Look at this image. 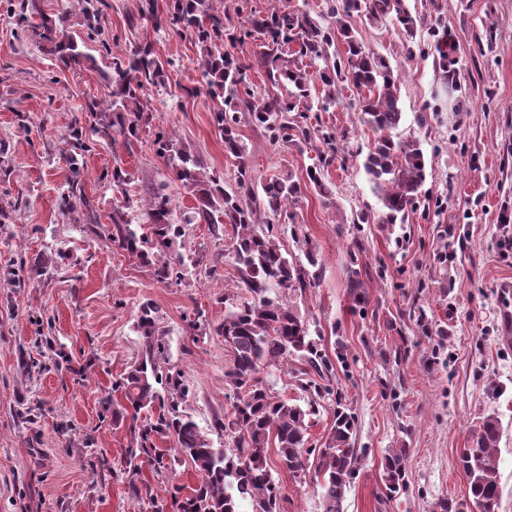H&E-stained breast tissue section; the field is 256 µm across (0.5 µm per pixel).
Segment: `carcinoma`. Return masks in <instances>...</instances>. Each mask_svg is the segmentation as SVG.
Instances as JSON below:
<instances>
[{
  "mask_svg": "<svg viewBox=\"0 0 512 512\" xmlns=\"http://www.w3.org/2000/svg\"><path fill=\"white\" fill-rule=\"evenodd\" d=\"M279 6L250 15L249 27L233 29L224 23V15L209 5V0H169L167 14L155 11L154 0H144L140 17L158 27L167 24L188 32L201 50L198 59L199 80L184 88L189 97L204 95L213 103V122L224 139V152L236 161L235 187H224V177L206 175L203 160L183 144L170 130L155 132L156 152L175 178L191 191L196 205L184 214L182 223L173 222V206L167 184H157L145 204L147 231L138 232L128 210L134 205L126 194L128 173L120 166L111 172L112 189L124 202L112 211V223L89 224L88 230L100 234L129 256L152 264L159 281H178L183 275L182 259L174 253L184 224H206L220 239L231 226L229 252L238 272L236 288L240 296L224 295V322L214 333L224 340L229 365L225 372L230 387V407L224 417L215 418L213 428L227 437V446L213 447L193 417L180 409L189 387L178 371L165 368V340L157 328L156 308L150 301L140 307L137 329L142 337L140 360L112 383V392L126 402L114 413L120 419L133 410H156L153 420L139 430L140 447L129 450L127 466L137 474L146 463L156 471L168 465L172 456L191 461L202 480L186 496L175 491L171 505L177 512H281V491L273 477L274 468L292 475L306 472L310 456H316V473L321 476L322 512H343V501L362 459L356 448L355 416L341 403L333 386L332 365L322 356L309 326L288 303V297L316 285L320 274L317 251L303 241L305 261L288 257L281 243L283 222L294 219L288 206L301 197L302 189L313 188L328 198L324 171L330 166L344 167L346 158L337 154L336 130L313 124L309 112L336 104L338 86L354 93L357 120L373 134L363 161V169L372 190L384 209L377 217L368 211L356 214L354 223L383 224L404 222L420 199L426 181V157L420 141L396 140L392 130L402 120L398 94L399 73L384 55L371 50L358 38L349 23L355 15L371 23L386 21L398 26L403 37L412 42L421 24L411 13L407 0H322L318 18L292 4L275 0ZM82 24L90 31L100 30L99 19L104 0H71ZM13 12L20 21L40 13L39 0H18ZM35 37L55 57L59 68L84 66L100 72L111 87L108 106L95 101L86 105L95 125L91 134L102 140L121 138L127 148L139 141L142 129L152 122V109L146 91L165 84L169 60L160 59L151 44L134 50L115 52L102 41L103 57L84 51L73 36L50 19H43L34 30ZM248 38L262 41L264 50L252 61H242L224 51L225 42ZM341 41L343 51L336 49ZM441 70L442 89L456 98L462 91V74L452 57L455 46L449 33L433 41ZM251 69L264 71L269 82L282 86L284 95L264 96L247 80ZM262 128L275 146L301 147L316 140L324 149L317 161L306 169V180L290 173L256 183L251 158L238 134L242 121ZM64 141V157L70 178L61 193V205L70 212L89 207L84 193L85 153L94 141L84 126L72 127ZM369 272L359 268L348 271V295L352 308L365 310L370 303L366 278ZM297 357L305 362L298 388L307 394L300 405L275 396L259 374L279 367ZM335 404L333 425L320 446L309 438L310 420L320 413L322 403ZM500 426L489 416L479 425L472 442L460 451V466L468 481V499L442 500L438 512H498V468L496 450ZM174 438L175 448H156L153 438ZM276 454V461L270 455ZM382 481L388 495L406 489V449L393 448L382 464Z\"/></svg>",
  "mask_w": 512,
  "mask_h": 512,
  "instance_id": "1",
  "label": "carcinoma"
}]
</instances>
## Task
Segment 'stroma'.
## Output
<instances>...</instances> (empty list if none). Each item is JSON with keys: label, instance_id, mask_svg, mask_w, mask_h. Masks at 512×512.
Listing matches in <instances>:
<instances>
[{"label": "stroma", "instance_id": "1", "mask_svg": "<svg viewBox=\"0 0 512 512\" xmlns=\"http://www.w3.org/2000/svg\"><path fill=\"white\" fill-rule=\"evenodd\" d=\"M101 25L119 48L151 43L174 61L163 87L148 90L151 126L133 148L98 141L85 158V192L100 224H109L123 195L108 179L113 166L129 174L136 223L151 187L167 168L153 145L157 129L174 130L204 160L208 172L234 187L236 166L224 151L211 103L187 97L198 79L194 41L140 19L141 0H105ZM422 25L414 42L397 27L351 24L372 50L386 56L401 80L403 121L395 138L422 144L427 176L407 222L357 224L381 203L362 162L372 133L357 122L343 91L318 111L335 127L349 155L330 167L331 199L302 193L282 242L300 257L309 240L322 274L291 303L308 321L319 349L336 369V387L357 419V447L366 451L343 512H435L443 499L462 500L467 479L457 459L487 415L498 417L500 501L512 512V0H408ZM451 32L465 92L455 104L435 100L440 70L427 50L432 29ZM109 101L99 72L62 70L17 16L0 8V512H154L152 497L196 486L185 460L157 472H128L127 449L137 440L130 418L113 420L107 397L113 381L141 352L134 329L149 301L166 333L169 367L189 386L182 407L215 447L225 438L212 427L229 388L228 356L213 329L224 320V295L237 282L224 240L207 225L189 224L179 244L183 279L157 282L153 266L129 259L106 238L87 231L83 211L64 212L60 195L69 175L62 151L74 122L90 123L88 100ZM257 181L276 174L304 177L317 145L269 144L260 128L240 127ZM51 262L39 269L37 256ZM369 269L372 312H354L348 295L351 265ZM216 275H208L209 267ZM433 329L426 336L419 315ZM404 350L395 361V350ZM393 448L408 451V483L390 497L382 461ZM283 512H321L319 479L277 471ZM142 487L132 497L129 484Z\"/></svg>", "mask_w": 512, "mask_h": 512}]
</instances>
